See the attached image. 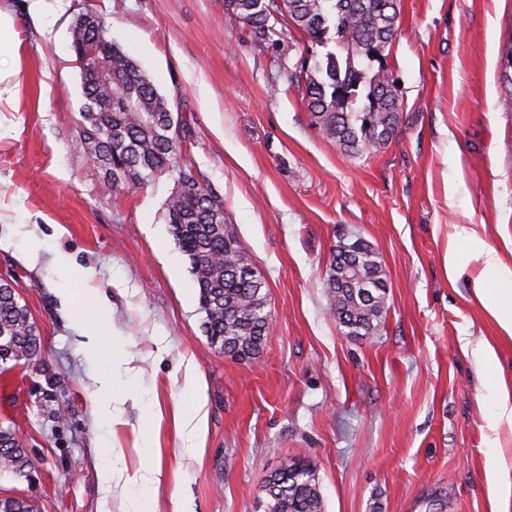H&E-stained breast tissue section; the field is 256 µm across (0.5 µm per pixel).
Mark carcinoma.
<instances>
[{"instance_id":"1","label":"carcinoma","mask_w":512,"mask_h":512,"mask_svg":"<svg viewBox=\"0 0 512 512\" xmlns=\"http://www.w3.org/2000/svg\"><path fill=\"white\" fill-rule=\"evenodd\" d=\"M224 14L250 29L260 43L295 29L310 42L335 41L310 71L291 84L302 94L312 125L340 149L372 153L392 140L402 111L397 80L382 62L395 41L400 0H224ZM105 20L83 5L73 20L72 47L81 70L84 103L80 147L121 194L164 174L177 186L166 200L171 233L187 256L199 288L202 330L224 354L251 359L259 354L269 327L267 282L254 270L224 206L182 163L185 125L175 118L140 64L108 40ZM105 56L112 82L97 80L87 61ZM379 61L372 70V61ZM112 99V108L102 106ZM336 323L348 336H371L385 312L387 282L376 250L366 241L336 246L324 276ZM41 339L26 306L9 282L0 281V375L7 363L31 362ZM35 470L9 428L0 427V472L29 476ZM263 512H324L314 469L284 461L261 486ZM0 512H34L19 498H0Z\"/></svg>"}]
</instances>
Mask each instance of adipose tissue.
I'll return each mask as SVG.
<instances>
[{
    "instance_id": "obj_1",
    "label": "adipose tissue",
    "mask_w": 512,
    "mask_h": 512,
    "mask_svg": "<svg viewBox=\"0 0 512 512\" xmlns=\"http://www.w3.org/2000/svg\"><path fill=\"white\" fill-rule=\"evenodd\" d=\"M459 235L483 260L479 275L473 280L474 293L481 298L489 314L496 320L503 340H512V268L493 252L484 248L476 231L461 228ZM476 362L493 374L487 385V398L492 406L491 428L508 425L512 428V386L501 370L494 346L486 344L473 352ZM186 386L193 396L190 409L174 408L173 420L177 435L186 448H202L207 431V395L202 377L194 366L186 368ZM486 483L493 504L492 512H512V463L503 452H496L487 462Z\"/></svg>"
}]
</instances>
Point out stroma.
Masks as SVG:
<instances>
[{"label":"stroma","mask_w":512,"mask_h":512,"mask_svg":"<svg viewBox=\"0 0 512 512\" xmlns=\"http://www.w3.org/2000/svg\"><path fill=\"white\" fill-rule=\"evenodd\" d=\"M90 2L185 123L183 160L266 278L270 325L250 361L212 347L165 214L174 178L117 195L79 149V0H43L38 22L26 0H0L17 33L0 46L15 87L0 97V212L12 218L0 223V275L42 338L40 358L0 375V424L37 464L26 478L0 474V497L34 512H133L141 497L155 512L179 498L191 512H254L288 458L316 470L325 512H425L435 492L448 512H490L485 461L495 436L512 460V431H490L492 374L472 351L498 344L512 380V342L499 344L471 286L482 261L457 233L474 228L512 267V0H402L386 59L401 119L390 143L360 155L318 133L290 84L335 43L295 32L260 47L221 0ZM356 238L379 253L388 284L384 318L363 339L341 331L323 288L334 246ZM35 240L32 265L22 256ZM87 286L110 303L93 355L77 329ZM117 353L136 370L116 380L128 398L115 424L92 398ZM190 363L208 397L200 450L182 447L172 417L192 402ZM110 463L129 475L157 466L162 480L106 496Z\"/></svg>","instance_id":"stroma-1"}]
</instances>
